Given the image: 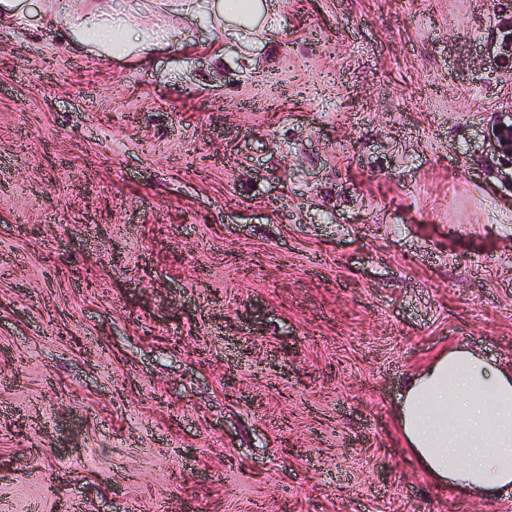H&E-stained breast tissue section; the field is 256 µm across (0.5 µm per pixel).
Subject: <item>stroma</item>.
Listing matches in <instances>:
<instances>
[{
    "label": "stroma",
    "instance_id": "stroma-1",
    "mask_svg": "<svg viewBox=\"0 0 512 512\" xmlns=\"http://www.w3.org/2000/svg\"><path fill=\"white\" fill-rule=\"evenodd\" d=\"M0 24V512H512L396 423L467 346L512 368L499 0H268L148 57ZM260 0H220L210 18L211 26L221 33L224 23L236 27L238 34H259L262 31L260 19L264 12ZM512 110L504 112L496 121L490 142L491 152L511 165L512 170Z\"/></svg>",
    "mask_w": 512,
    "mask_h": 512
}]
</instances>
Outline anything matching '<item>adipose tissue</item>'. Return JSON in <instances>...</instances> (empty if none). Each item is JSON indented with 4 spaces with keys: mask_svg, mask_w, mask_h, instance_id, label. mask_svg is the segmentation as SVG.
<instances>
[{
    "mask_svg": "<svg viewBox=\"0 0 512 512\" xmlns=\"http://www.w3.org/2000/svg\"><path fill=\"white\" fill-rule=\"evenodd\" d=\"M56 21L70 24L78 43L110 46L128 53L149 42L132 36L128 22L103 20L100 0H81L71 17L69 0H53ZM262 0H219L210 21L215 30L235 26L243 34L261 29ZM403 436L423 471L450 488L493 499L512 492V372L488 362L477 350L456 347L436 356L411 376L398 408Z\"/></svg>",
    "mask_w": 512,
    "mask_h": 512,
    "instance_id": "adipose-tissue-1",
    "label": "adipose tissue"
}]
</instances>
